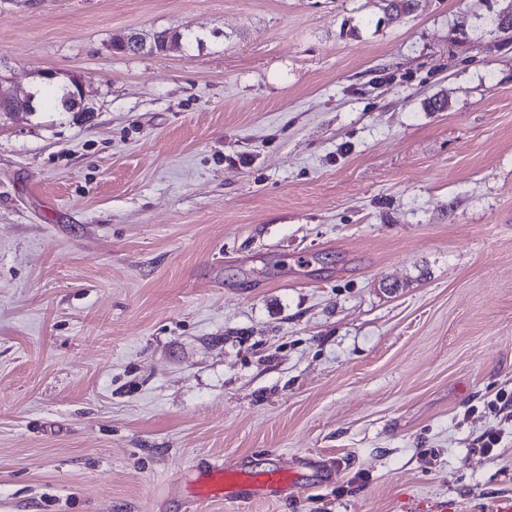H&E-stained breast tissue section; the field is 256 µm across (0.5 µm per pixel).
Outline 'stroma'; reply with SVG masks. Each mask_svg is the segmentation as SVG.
I'll return each instance as SVG.
<instances>
[{
    "label": "stroma",
    "instance_id": "stroma-1",
    "mask_svg": "<svg viewBox=\"0 0 512 512\" xmlns=\"http://www.w3.org/2000/svg\"><path fill=\"white\" fill-rule=\"evenodd\" d=\"M383 6L0 0V512L512 498V0ZM183 38L181 33H171L169 31H158L152 35V39L146 44V38L142 39L145 42L139 49L136 45L131 43V36L129 34H118L112 38L111 48L117 54H137L146 50L149 53L165 52L173 46L178 47ZM294 477L277 467L260 472L250 473L245 468L223 461L205 463L199 467V475L195 480L198 483L200 496H223L238 506L249 503L250 493L255 494L266 491L271 494L291 486Z\"/></svg>",
    "mask_w": 512,
    "mask_h": 512
}]
</instances>
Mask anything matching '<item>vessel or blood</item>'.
<instances>
[{
  "mask_svg": "<svg viewBox=\"0 0 512 512\" xmlns=\"http://www.w3.org/2000/svg\"><path fill=\"white\" fill-rule=\"evenodd\" d=\"M200 495L223 496L240 506L247 505L251 495L266 491H280L290 486L286 473L277 467L250 473L245 468L217 461L205 463L197 477Z\"/></svg>",
  "mask_w": 512,
  "mask_h": 512,
  "instance_id": "vessel-or-blood-1",
  "label": "vessel or blood"
}]
</instances>
